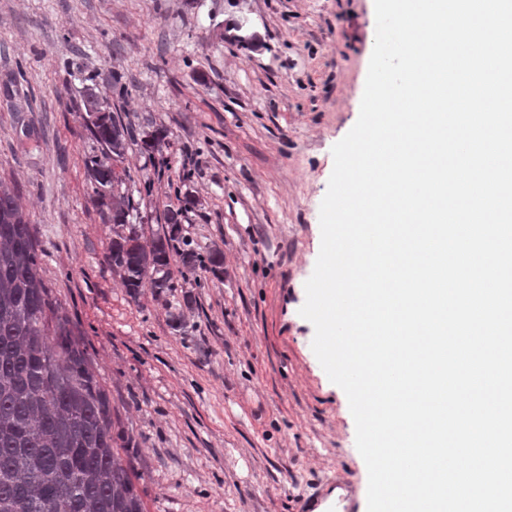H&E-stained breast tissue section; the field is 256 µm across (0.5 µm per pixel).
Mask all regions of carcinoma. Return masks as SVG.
I'll return each mask as SVG.
<instances>
[{
    "label": "carcinoma",
    "mask_w": 512,
    "mask_h": 512,
    "mask_svg": "<svg viewBox=\"0 0 512 512\" xmlns=\"http://www.w3.org/2000/svg\"><path fill=\"white\" fill-rule=\"evenodd\" d=\"M105 148L126 152L133 135L114 116L96 126ZM90 175L101 205L114 173L96 163ZM112 223L129 226L110 246L112 263L135 295L173 287L170 232L143 241L128 224L130 200L112 197ZM33 232L14 188L0 181V512H143L131 470L113 448L110 403L69 318L40 273ZM155 273L150 283L147 272Z\"/></svg>",
    "instance_id": "obj_1"
}]
</instances>
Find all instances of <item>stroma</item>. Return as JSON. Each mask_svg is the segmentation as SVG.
I'll list each match as a JSON object with an SVG mask.
<instances>
[{
  "mask_svg": "<svg viewBox=\"0 0 512 512\" xmlns=\"http://www.w3.org/2000/svg\"><path fill=\"white\" fill-rule=\"evenodd\" d=\"M375 36L374 0H0V177L145 512H298L316 492L328 507L344 473L367 512L347 396L299 310ZM89 91L130 126L123 156L91 134ZM158 128L161 148L144 151ZM95 160L145 238L181 211L202 263L186 273L171 253L173 288L125 287Z\"/></svg>",
  "mask_w": 512,
  "mask_h": 512,
  "instance_id": "obj_1",
  "label": "stroma"
}]
</instances>
